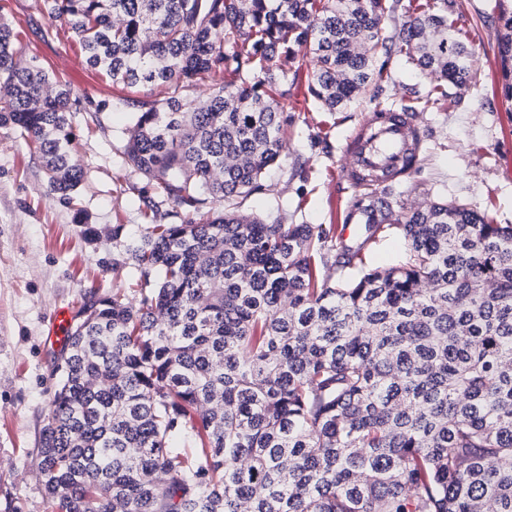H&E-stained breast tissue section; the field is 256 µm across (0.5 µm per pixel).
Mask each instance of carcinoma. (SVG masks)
Listing matches in <instances>:
<instances>
[{
    "label": "carcinoma",
    "mask_w": 512,
    "mask_h": 512,
    "mask_svg": "<svg viewBox=\"0 0 512 512\" xmlns=\"http://www.w3.org/2000/svg\"><path fill=\"white\" fill-rule=\"evenodd\" d=\"M43 0L86 64L171 96L132 120L124 161L179 224L112 225V268L55 364L40 472L54 512H512V224L469 204L409 206L419 186L366 173L353 245L314 224L239 210L264 190L299 116L288 66L311 58L326 112L376 98L382 57L436 77L441 109L476 54L457 0ZM498 21L512 99V7ZM0 21V126L72 201V91L17 63ZM227 76L198 106L181 89ZM399 236L376 267L365 245Z\"/></svg>",
    "instance_id": "1"
}]
</instances>
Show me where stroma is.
<instances>
[{
  "label": "stroma",
  "instance_id": "obj_1",
  "mask_svg": "<svg viewBox=\"0 0 512 512\" xmlns=\"http://www.w3.org/2000/svg\"><path fill=\"white\" fill-rule=\"evenodd\" d=\"M498 0H458L453 26L477 51L476 91L447 111L417 113L424 160L415 183L431 196L487 211L512 224V100L498 89ZM42 0H0V19L19 33L20 63L37 61L73 92L77 112L73 158L83 169L74 201L51 193L42 163L17 132L0 128V512H48L38 476L45 409L57 379V349L46 340L54 311L80 308L85 296L129 287L136 275L113 272L112 244L82 237L80 223L111 231L122 224L138 234L152 183L123 162L132 113L161 102L167 89L127 88L89 68L67 27L51 23ZM379 100H362L341 112H324L308 93L306 71L291 88L299 116L288 154L273 166L268 189L249 197L244 210L283 217L286 223L336 226L350 243L364 227L345 221L354 189L337 181L348 162L346 137L374 103L391 104L405 89L424 91L429 77L404 60L390 59Z\"/></svg>",
  "mask_w": 512,
  "mask_h": 512
}]
</instances>
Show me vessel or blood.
Segmentation results:
<instances>
[{
	"instance_id": "b4317fda",
	"label": "vessel or blood",
	"mask_w": 512,
	"mask_h": 512,
	"mask_svg": "<svg viewBox=\"0 0 512 512\" xmlns=\"http://www.w3.org/2000/svg\"><path fill=\"white\" fill-rule=\"evenodd\" d=\"M423 141V131L412 111L374 106L346 143L345 152L353 162L342 169L340 181L358 187L362 172L378 167L383 168L391 179H409L420 164ZM73 320L72 308L62 307L55 311L49 329L52 342L65 343Z\"/></svg>"
}]
</instances>
